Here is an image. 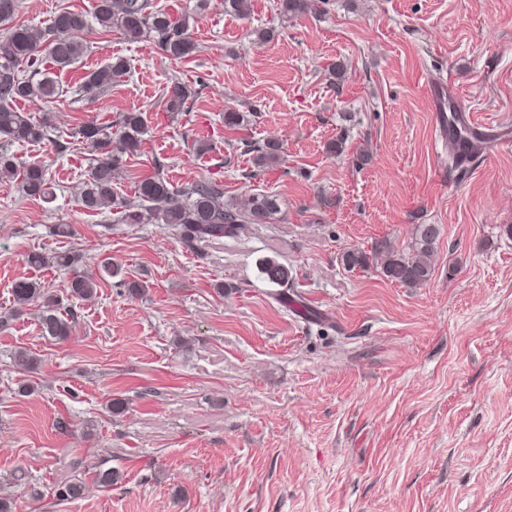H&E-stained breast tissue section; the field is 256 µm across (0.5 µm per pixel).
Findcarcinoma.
I'll use <instances>...</instances> for the list:
<instances>
[{"instance_id": "cac0c4a2", "label": "carcinoma", "mask_w": 512, "mask_h": 512, "mask_svg": "<svg viewBox=\"0 0 512 512\" xmlns=\"http://www.w3.org/2000/svg\"><path fill=\"white\" fill-rule=\"evenodd\" d=\"M20 8L19 0H0V137L10 143L40 144L51 140L53 129L50 114L36 118L16 110L19 100L52 101L61 96L60 85L49 74L40 70L43 55L59 68L75 64L85 56L88 45L84 32L88 29L86 17L64 8L55 13L41 27L13 23ZM279 14L296 16L305 12L306 0H278ZM95 21L105 30L117 29L126 40L138 41L146 33L153 34L159 53L173 60H186L197 52L192 38L189 17L174 16L153 5L151 0H96ZM127 73L126 60L112 57L105 64L88 70L80 85L83 98L94 102L112 83ZM165 107L169 112H182L191 96L188 84L174 79L165 92ZM112 133L106 127L89 123L79 129L82 142L97 154L88 178L79 192L78 204L88 212L112 214L116 224H165L174 227L182 243L187 246L197 241L233 238L251 224H268L279 209L277 198L269 193H254L239 208L224 201V186L216 182H199L189 187H176L157 174L143 178L134 189V197L118 194L113 187L115 172L125 154L134 153L144 133V118L140 112H125ZM255 153V166L266 168L279 162L282 146L272 140L255 146L245 144ZM0 179L16 180L26 196L49 200L53 196L49 171L40 162L18 164L15 158L0 152ZM439 231L434 224H420L415 241L407 252L401 253L382 245L377 252L383 255L381 272L395 282L417 288L426 285L435 270L436 240ZM343 263L350 269L365 267L369 257L362 251L350 249L343 253ZM28 261L35 266H54L69 270L80 261L73 251H55L50 255L33 252ZM263 278L276 285H285L292 279L291 269L275 259L260 264ZM96 283L82 275H75L69 284L73 299L93 296ZM14 301L19 305L41 303L39 319L43 336L63 342L70 335L71 323L62 314L60 301L39 284L21 280L13 287ZM85 486L72 482L57 492L61 501H75L82 497Z\"/></svg>"}]
</instances>
